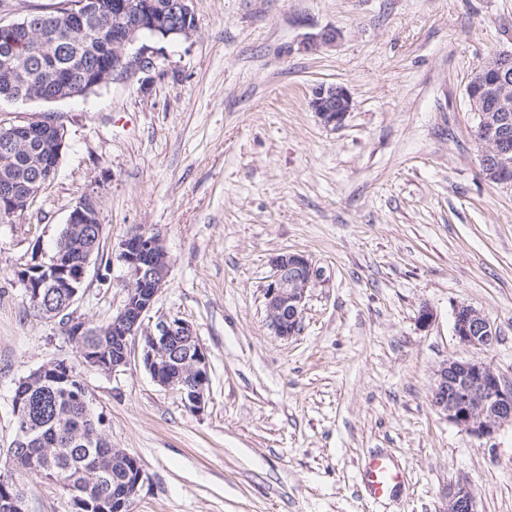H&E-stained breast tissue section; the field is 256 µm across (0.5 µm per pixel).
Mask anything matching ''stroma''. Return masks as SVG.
I'll return each instance as SVG.
<instances>
[{
  "mask_svg": "<svg viewBox=\"0 0 512 512\" xmlns=\"http://www.w3.org/2000/svg\"><path fill=\"white\" fill-rule=\"evenodd\" d=\"M190 39L160 45L150 78L84 99L0 104V122L54 114L67 128L52 183L0 223V464L18 380L77 344L34 316L17 277L48 260L72 208L97 202L103 256L72 321L107 325L125 300L121 241L160 232L171 257L143 326L192 324L209 361L203 411L158 386L139 338L113 372L80 368L113 447L144 482L132 512H444L469 482L477 512H512V424L479 439L431 404L434 372L476 355L453 330L465 302L499 331L482 352L512 383V186L481 174L471 77L512 51V0H195ZM333 28L335 45L301 42ZM344 86L323 127L310 101ZM320 271L299 333L266 321L271 257ZM433 318L421 323L419 312ZM381 452L405 491L359 481ZM29 512H70L64 480L20 478ZM311 108L326 127L340 126L352 109V98L341 85H320L315 88Z\"/></svg>",
  "mask_w": 512,
  "mask_h": 512,
  "instance_id": "stroma-1",
  "label": "stroma"
}]
</instances>
